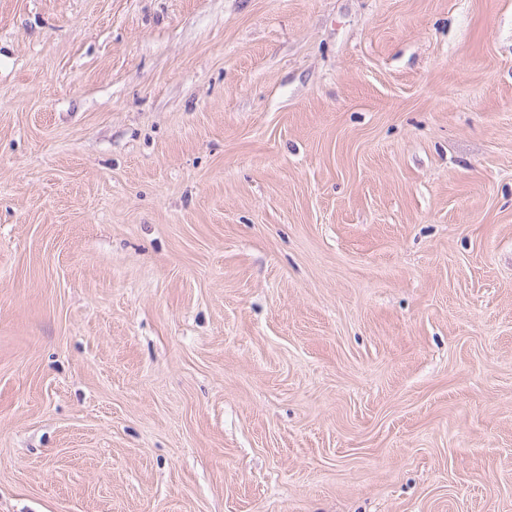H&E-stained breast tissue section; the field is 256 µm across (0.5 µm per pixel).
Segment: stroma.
Instances as JSON below:
<instances>
[{
	"mask_svg": "<svg viewBox=\"0 0 512 512\" xmlns=\"http://www.w3.org/2000/svg\"><path fill=\"white\" fill-rule=\"evenodd\" d=\"M0 512H512V0H0Z\"/></svg>",
	"mask_w": 512,
	"mask_h": 512,
	"instance_id": "1",
	"label": "stroma"
}]
</instances>
